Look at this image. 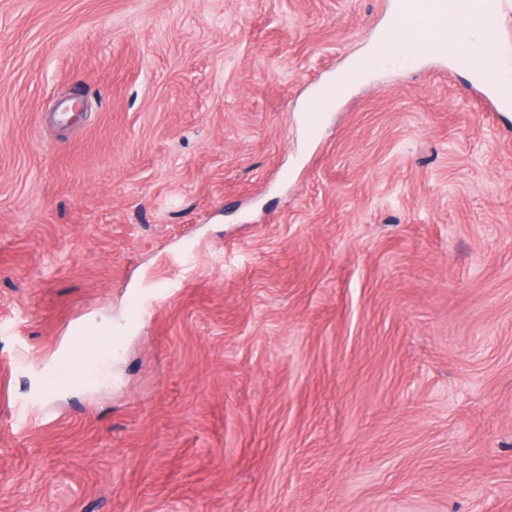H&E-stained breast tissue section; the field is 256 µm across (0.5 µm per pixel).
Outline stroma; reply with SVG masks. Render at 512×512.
Listing matches in <instances>:
<instances>
[{
	"label": "stroma",
	"mask_w": 512,
	"mask_h": 512,
	"mask_svg": "<svg viewBox=\"0 0 512 512\" xmlns=\"http://www.w3.org/2000/svg\"><path fill=\"white\" fill-rule=\"evenodd\" d=\"M391 7L0 0V512H512V102Z\"/></svg>",
	"instance_id": "35a3bbf8"
}]
</instances>
